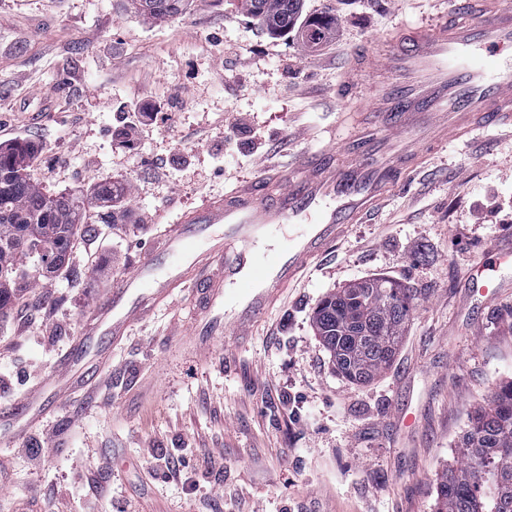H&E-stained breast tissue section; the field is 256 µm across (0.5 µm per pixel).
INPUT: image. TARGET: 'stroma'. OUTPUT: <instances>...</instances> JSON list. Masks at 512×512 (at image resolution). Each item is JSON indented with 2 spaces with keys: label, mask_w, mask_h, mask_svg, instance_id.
<instances>
[{
  "label": "stroma",
  "mask_w": 512,
  "mask_h": 512,
  "mask_svg": "<svg viewBox=\"0 0 512 512\" xmlns=\"http://www.w3.org/2000/svg\"><path fill=\"white\" fill-rule=\"evenodd\" d=\"M461 0H304L335 48L269 36L237 0H191L158 23L127 0H0V142L40 148L54 191L125 185L124 215L79 227L69 260L0 318V404L32 390L152 236L304 150L346 137L349 56ZM164 121L126 135L135 109ZM512 232V132L476 131L427 153L366 223L315 263L232 350H177L184 292L136 324L88 392L28 435L0 434V512H433L436 479L474 410L512 382V269L497 295L470 267ZM414 289L392 365L354 384L312 328L328 293L370 277ZM53 437L41 447V434ZM182 458V481L157 460Z\"/></svg>",
  "instance_id": "obj_1"
}]
</instances>
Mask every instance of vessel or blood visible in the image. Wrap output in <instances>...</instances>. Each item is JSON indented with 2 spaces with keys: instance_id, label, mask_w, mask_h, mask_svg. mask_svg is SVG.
Masks as SVG:
<instances>
[{
  "instance_id": "b4317fda",
  "label": "vessel or blood",
  "mask_w": 512,
  "mask_h": 512,
  "mask_svg": "<svg viewBox=\"0 0 512 512\" xmlns=\"http://www.w3.org/2000/svg\"><path fill=\"white\" fill-rule=\"evenodd\" d=\"M510 47L512 8L463 0L451 17L403 25L377 55H351L342 73L348 94L360 96L368 81L380 87L368 114L375 134L303 154L291 169L181 211L141 263L113 280L68 355L33 391L0 408V423L25 436L48 413L45 394L66 398L86 389L107 364L108 349L88 350L90 339L120 343L185 290L199 302L192 326L198 349L217 336L244 343L284 291L391 192V171L414 168L418 142L439 146L480 129L512 127V57L503 54ZM493 250L496 263L476 264L469 274L470 287L483 295L496 294L512 268L511 240Z\"/></svg>"
}]
</instances>
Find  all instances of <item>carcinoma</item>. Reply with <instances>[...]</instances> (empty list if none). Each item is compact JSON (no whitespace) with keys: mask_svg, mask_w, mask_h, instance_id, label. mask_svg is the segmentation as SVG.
<instances>
[{"mask_svg":"<svg viewBox=\"0 0 512 512\" xmlns=\"http://www.w3.org/2000/svg\"><path fill=\"white\" fill-rule=\"evenodd\" d=\"M132 2L143 19L163 21L184 14L189 0ZM303 2L242 0V6L269 34L280 36L298 26ZM328 27L325 19H310L301 30L312 44ZM34 156L29 145L0 150V315L16 290L32 286L28 269L63 265L75 227L107 223L102 207L123 191L114 183L86 196L44 190L30 178ZM415 300L401 283L374 278L320 301L313 326L345 379L367 382L391 365ZM502 448H512V383L471 415L454 463L437 480L434 512H512V454L502 455Z\"/></svg>","mask_w":512,"mask_h":512,"instance_id":"cac0c4a2","label":"carcinoma"}]
</instances>
